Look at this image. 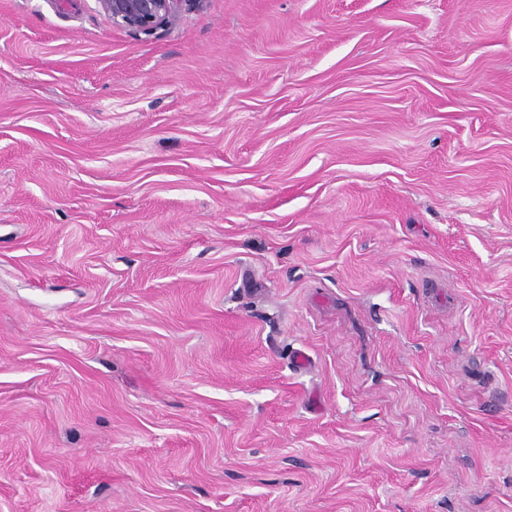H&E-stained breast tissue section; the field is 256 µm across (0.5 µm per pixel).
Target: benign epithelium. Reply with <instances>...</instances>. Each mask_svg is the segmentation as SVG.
<instances>
[{"label":"benign epithelium","mask_w":512,"mask_h":512,"mask_svg":"<svg viewBox=\"0 0 512 512\" xmlns=\"http://www.w3.org/2000/svg\"><path fill=\"white\" fill-rule=\"evenodd\" d=\"M182 2L184 0H99L114 25L143 34L174 21Z\"/></svg>","instance_id":"7a95c632"}]
</instances>
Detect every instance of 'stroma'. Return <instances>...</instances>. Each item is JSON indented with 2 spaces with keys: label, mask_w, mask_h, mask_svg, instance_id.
<instances>
[{
  "label": "stroma",
  "mask_w": 512,
  "mask_h": 512,
  "mask_svg": "<svg viewBox=\"0 0 512 512\" xmlns=\"http://www.w3.org/2000/svg\"><path fill=\"white\" fill-rule=\"evenodd\" d=\"M0 512H512V0H0ZM112 23L134 33L150 34L177 18L184 0H99Z\"/></svg>",
  "instance_id": "1"
}]
</instances>
